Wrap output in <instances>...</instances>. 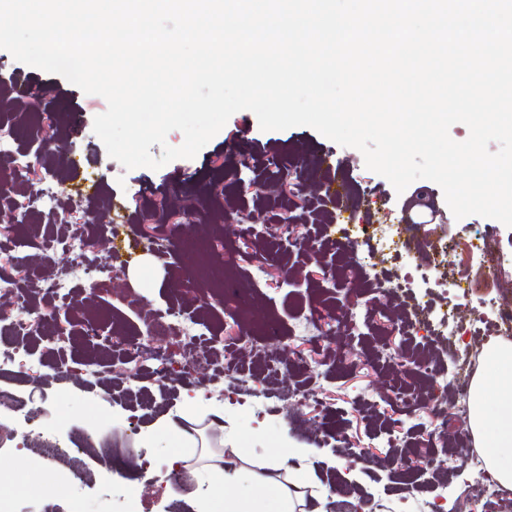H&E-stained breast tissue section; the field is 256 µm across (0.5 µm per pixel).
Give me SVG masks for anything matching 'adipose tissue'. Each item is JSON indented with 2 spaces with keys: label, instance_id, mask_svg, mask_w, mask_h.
<instances>
[{
  "label": "adipose tissue",
  "instance_id": "1",
  "mask_svg": "<svg viewBox=\"0 0 512 512\" xmlns=\"http://www.w3.org/2000/svg\"><path fill=\"white\" fill-rule=\"evenodd\" d=\"M484 366L472 380L469 391L468 429L481 449L487 470L503 486L512 487V343L493 340L484 353ZM309 449L289 446L267 458L263 470L249 465L241 449L212 462L195 460L193 450L173 455L171 469H184L203 494L188 493L198 512H213L223 502L224 512H257L256 498L272 497L270 512H319L306 501L305 490L315 478L306 473L295 477L289 460L306 459Z\"/></svg>",
  "mask_w": 512,
  "mask_h": 512
}]
</instances>
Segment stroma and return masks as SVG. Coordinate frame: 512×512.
I'll list each match as a JSON object with an SVG mask.
<instances>
[{"mask_svg": "<svg viewBox=\"0 0 512 512\" xmlns=\"http://www.w3.org/2000/svg\"><path fill=\"white\" fill-rule=\"evenodd\" d=\"M0 77L17 104L0 111V136L13 154L37 163L41 187L54 190L50 201L23 210L10 235H0V252L23 274L19 302L0 318V341L19 351L16 365L0 372V388L41 406L58 426L59 448L70 450L90 429L97 438L83 456L85 481L53 489L30 466L21 438L0 446V483L17 491L13 512H194L175 497L179 484L167 469L183 446L156 429L161 415L180 417L189 393L200 400L189 428L204 432L213 452L228 451L235 435L260 462L280 448L284 431L310 449L313 471L327 455L355 467L357 482L327 499L325 512H345L352 497L373 502L378 512H433L438 500L456 512L476 476L460 455L471 443L460 417L468 397L455 393L445 375L455 367L476 373L483 344L473 331L486 300L512 302V228L477 215L455 219L429 180L396 193L357 149L307 126L261 130L248 110L234 113L194 158L127 170L93 132L95 116L107 108L103 97L3 49ZM48 136L64 154H78L82 167L68 169L64 154L38 158ZM285 171L312 197L309 209L290 210L277 190ZM332 182L346 191L334 203L325 192ZM420 199L438 214L426 238L447 237L446 272L466 269L475 283L469 293L437 286L421 251L387 256L370 268L346 246L339 226L351 217L401 224ZM73 208L88 213L90 223H67ZM183 208L194 212V222L172 218ZM287 212L302 236L291 249H283L280 229L252 234V216L273 220ZM490 229L504 252L495 278L467 248ZM100 238L106 251L91 252L88 241ZM146 258L151 276L131 277ZM320 259L331 268L324 279L310 275ZM257 262L287 270L293 284L253 280ZM76 264L85 269L82 277L69 273ZM190 265L196 274L188 278ZM406 274L408 288L400 285ZM52 277L57 287H50ZM449 309L465 336H443L438 322ZM38 310L58 314L65 334L34 324ZM163 315L182 327L180 337L165 342L174 360L188 349L206 352L192 378L173 382L156 372L147 345ZM330 315L331 330L324 323ZM394 325L400 333H391ZM301 342L309 348L303 359L286 355V346ZM254 389L266 393L257 409L246 403ZM216 408L232 417L233 429L214 422ZM258 420L268 426L257 439L251 429ZM431 430L443 435L444 447L425 446L421 436ZM354 434L372 455L348 447ZM146 443L154 460L147 475L131 454Z\"/></svg>", "mask_w": 512, "mask_h": 512, "instance_id": "stroma-1", "label": "stroma"}]
</instances>
